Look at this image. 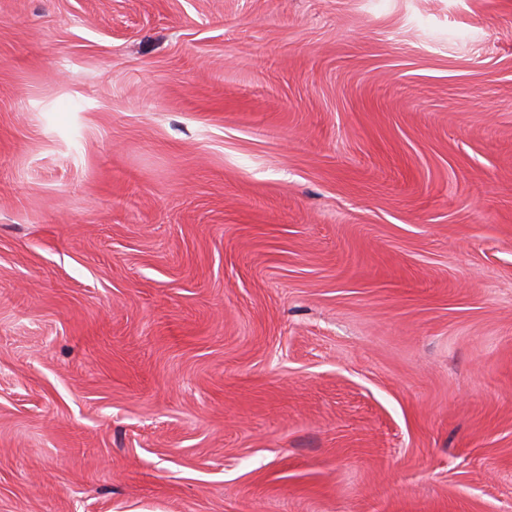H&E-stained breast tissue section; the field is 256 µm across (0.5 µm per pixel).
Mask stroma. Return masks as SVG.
<instances>
[{"mask_svg":"<svg viewBox=\"0 0 512 512\" xmlns=\"http://www.w3.org/2000/svg\"><path fill=\"white\" fill-rule=\"evenodd\" d=\"M0 512H512V0H0Z\"/></svg>","mask_w":512,"mask_h":512,"instance_id":"35a3bbf8","label":"stroma"}]
</instances>
